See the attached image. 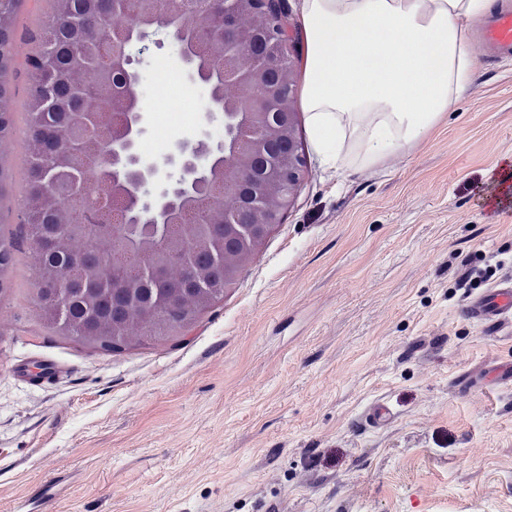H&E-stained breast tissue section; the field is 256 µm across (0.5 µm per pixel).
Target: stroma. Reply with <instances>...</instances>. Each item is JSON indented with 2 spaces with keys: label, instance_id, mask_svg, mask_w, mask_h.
I'll list each match as a JSON object with an SVG mask.
<instances>
[{
  "label": "stroma",
  "instance_id": "stroma-1",
  "mask_svg": "<svg viewBox=\"0 0 512 512\" xmlns=\"http://www.w3.org/2000/svg\"><path fill=\"white\" fill-rule=\"evenodd\" d=\"M473 84L412 147L307 172L282 224L179 337L106 353L36 311L19 240L0 293V512H512V324L466 305L512 281V65L472 44ZM174 38L140 68L159 159ZM37 361L60 378L18 376ZM382 403L393 418L364 420Z\"/></svg>",
  "mask_w": 512,
  "mask_h": 512
}]
</instances>
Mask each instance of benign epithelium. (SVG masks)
<instances>
[{
    "instance_id": "benign-epithelium-1",
    "label": "benign epithelium",
    "mask_w": 512,
    "mask_h": 512,
    "mask_svg": "<svg viewBox=\"0 0 512 512\" xmlns=\"http://www.w3.org/2000/svg\"><path fill=\"white\" fill-rule=\"evenodd\" d=\"M154 0H124L125 14L136 30L128 39L125 30L112 31L113 43H122L124 61L112 98V126L86 124L68 146H80L94 158L105 141L112 143V202L88 214L82 225L90 244L109 242L120 236L125 246L112 252V269L119 275L114 287L130 290L144 279L163 281L170 267L158 261L153 250L169 242L187 238L189 230L209 220L210 212L193 195L203 184L212 185V195H234L238 203L224 208V224L241 244L239 251L224 254V287L230 288L238 270L247 265L291 206L304 178L305 159L292 150L280 163L259 167V162L279 144L297 140L298 49L290 34L288 16L281 0H224L218 22L224 33V84L238 89L232 100L219 103V113L207 109L199 131L191 140L175 141L162 162L142 151L147 133L138 107L140 73L150 45L151 30L142 25L147 5ZM212 0H160L168 14L194 17L211 11ZM186 83L201 84L197 61L188 44L177 39ZM278 74L276 83H267L268 71ZM224 123V141L214 142L209 126L216 118ZM46 148L60 150L62 137L53 127L37 129ZM58 239L44 234L30 240L37 283L43 277L56 282L50 324L61 332L70 327L71 277L56 279L57 268H42L41 256ZM127 331L91 333L85 340L98 345L108 340L124 344Z\"/></svg>"
}]
</instances>
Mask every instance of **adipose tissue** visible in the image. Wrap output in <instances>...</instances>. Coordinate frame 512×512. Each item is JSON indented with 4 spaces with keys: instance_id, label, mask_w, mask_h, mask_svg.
<instances>
[{
    "instance_id": "ef3b65f1",
    "label": "adipose tissue",
    "mask_w": 512,
    "mask_h": 512,
    "mask_svg": "<svg viewBox=\"0 0 512 512\" xmlns=\"http://www.w3.org/2000/svg\"><path fill=\"white\" fill-rule=\"evenodd\" d=\"M491 0H301L303 110L321 164L411 147L470 86L469 21Z\"/></svg>"
}]
</instances>
